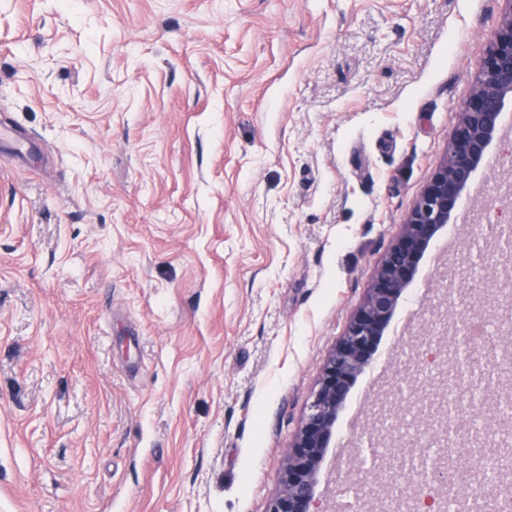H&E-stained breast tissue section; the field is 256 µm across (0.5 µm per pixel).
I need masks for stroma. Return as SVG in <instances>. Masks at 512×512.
I'll return each mask as SVG.
<instances>
[{"label":"stroma","mask_w":512,"mask_h":512,"mask_svg":"<svg viewBox=\"0 0 512 512\" xmlns=\"http://www.w3.org/2000/svg\"><path fill=\"white\" fill-rule=\"evenodd\" d=\"M499 0H0V512H265L323 361L442 158ZM512 225V109L339 410L383 449ZM450 357L446 370L433 359Z\"/></svg>","instance_id":"stroma-1"}]
</instances>
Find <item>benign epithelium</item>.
I'll return each instance as SVG.
<instances>
[{
    "label": "benign epithelium",
    "mask_w": 512,
    "mask_h": 512,
    "mask_svg": "<svg viewBox=\"0 0 512 512\" xmlns=\"http://www.w3.org/2000/svg\"><path fill=\"white\" fill-rule=\"evenodd\" d=\"M503 3V20L485 50L481 75L452 134L448 150L432 173L397 240L376 268L366 297L356 310L347 331L326 358L320 378L280 472V491L266 512H319L315 487L322 457L333 436L336 415L349 388L368 367L375 345L384 334L399 300L412 280L417 264L437 232L450 223L463 192L499 129L506 103H512V0ZM495 311L512 309V257L502 263L491 293ZM453 379L444 381L439 401L422 400L415 406L428 416L436 447L442 449L430 469L446 475L438 479L417 468L407 491L400 489L405 461L396 459L386 471L385 486L393 512H442L454 497L457 512H478L506 492L498 474L508 457L498 451L497 435L473 433L448 426L449 398ZM474 457L480 476L470 480L468 492L453 493L451 471L457 459Z\"/></svg>",
    "instance_id": "benign-epithelium-1"
}]
</instances>
